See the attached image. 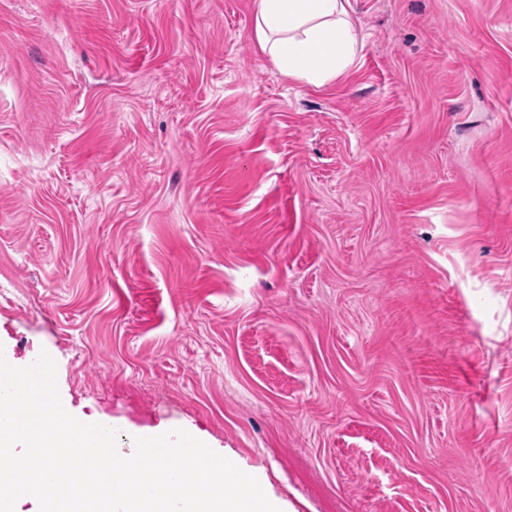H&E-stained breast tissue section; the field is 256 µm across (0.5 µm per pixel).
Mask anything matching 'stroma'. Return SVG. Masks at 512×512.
Here are the masks:
<instances>
[{"instance_id":"stroma-1","label":"stroma","mask_w":512,"mask_h":512,"mask_svg":"<svg viewBox=\"0 0 512 512\" xmlns=\"http://www.w3.org/2000/svg\"><path fill=\"white\" fill-rule=\"evenodd\" d=\"M0 0V354L286 512H512V0ZM349 7L350 0H258L259 46L289 77L321 86L356 56L360 35Z\"/></svg>"}]
</instances>
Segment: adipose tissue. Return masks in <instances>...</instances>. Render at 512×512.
<instances>
[{
  "mask_svg": "<svg viewBox=\"0 0 512 512\" xmlns=\"http://www.w3.org/2000/svg\"><path fill=\"white\" fill-rule=\"evenodd\" d=\"M349 7L350 0H258L259 46L288 76L323 85L357 53L360 35Z\"/></svg>",
  "mask_w": 512,
  "mask_h": 512,
  "instance_id": "adipose-tissue-1",
  "label": "adipose tissue"
}]
</instances>
